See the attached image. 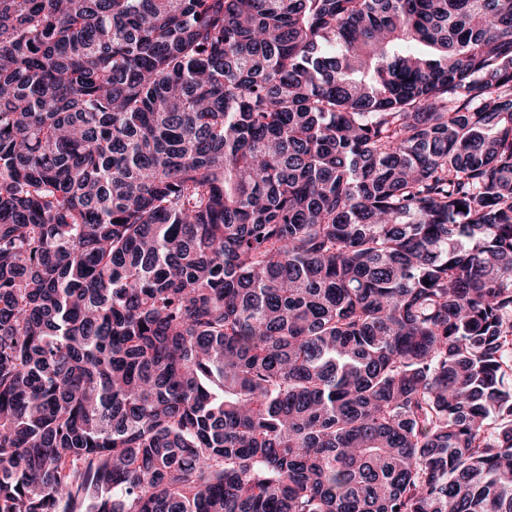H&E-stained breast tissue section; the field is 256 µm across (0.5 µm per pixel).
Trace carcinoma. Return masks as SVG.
<instances>
[{
	"mask_svg": "<svg viewBox=\"0 0 512 512\" xmlns=\"http://www.w3.org/2000/svg\"><path fill=\"white\" fill-rule=\"evenodd\" d=\"M510 377L512 0H0V512H512Z\"/></svg>",
	"mask_w": 512,
	"mask_h": 512,
	"instance_id": "1",
	"label": "carcinoma"
}]
</instances>
